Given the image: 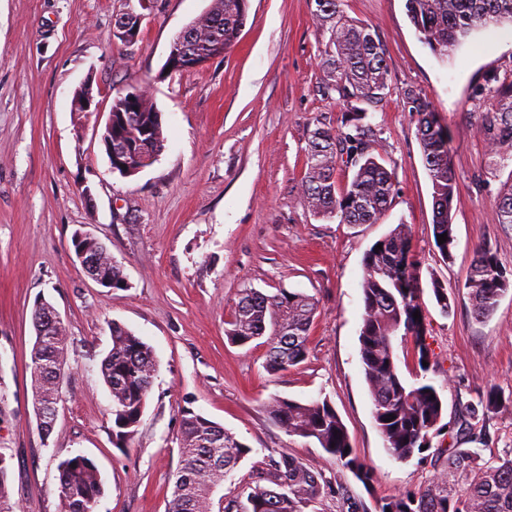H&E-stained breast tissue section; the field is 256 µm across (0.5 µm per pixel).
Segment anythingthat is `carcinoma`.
Listing matches in <instances>:
<instances>
[{"label": "carcinoma", "instance_id": "cac0c4a2", "mask_svg": "<svg viewBox=\"0 0 512 512\" xmlns=\"http://www.w3.org/2000/svg\"><path fill=\"white\" fill-rule=\"evenodd\" d=\"M314 17L320 35V63L345 110L347 130L318 126L306 147V172L301 182L303 206L313 214L341 224H377L396 194L394 176L373 156L362 124L363 103L382 101L388 89V68L381 40L369 25L357 24L344 15L342 0H315ZM407 15L423 42L440 57L448 56L474 30L489 25L512 24V0H405ZM249 8V0H212L210 8L176 36L178 51L198 62L226 53L235 43ZM116 29L123 35L139 34L138 15H122ZM489 97L480 131L485 136L491 161L512 162V78L488 79ZM416 135L433 190V235L447 234L436 244L445 260L455 245L453 201L457 178L451 162L448 131L435 112L420 98H411ZM162 113L141 88L112 102L113 159L126 166L124 176L147 167L146 160L165 149ZM355 171L340 187L336 171L341 160ZM497 222L512 228V186L496 201ZM382 250L370 247L364 257L361 283L364 313L359 332L360 357L369 385L373 417L385 447L398 460H407L431 448V440L448 424L439 388L429 382L411 384L398 367L395 341L412 345L417 359L430 361L425 318L414 319L421 309L423 289L411 253V227L397 225L380 239ZM477 320L488 318L500 297L512 288V280L491 248L480 249L464 283ZM431 290L445 315L451 304L436 279ZM317 309L315 299L303 293L281 290L268 295L247 289L239 297L224 329L227 339L239 346L267 338L268 370L288 371L307 355V343ZM35 342L31 350L34 404L60 399L66 363V329L57 328L39 315L32 317ZM112 347L102 359L100 373L112 399V441L126 448L140 425L156 372L151 347L133 331L114 322ZM501 395L489 389L478 402L465 406L455 439L467 442L491 440L489 423L498 413ZM268 419L292 436L315 442L368 488L371 470L360 461L348 430L327 399L308 402L274 398L265 407ZM179 465L174 474L166 512H212L214 490L227 474L252 452L235 435L200 413H182ZM61 512H94L104 495L102 476L89 458L72 456L58 465ZM340 481L313 472L297 457L269 455L256 474L246 501L224 499V512H317L314 506L326 496L342 495ZM0 512H17L9 484V468L0 465ZM381 512H512V456L482 457L478 448L456 445L438 453L433 476L419 492L392 497Z\"/></svg>", "mask_w": 512, "mask_h": 512}]
</instances>
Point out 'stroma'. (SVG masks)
<instances>
[{
  "mask_svg": "<svg viewBox=\"0 0 512 512\" xmlns=\"http://www.w3.org/2000/svg\"><path fill=\"white\" fill-rule=\"evenodd\" d=\"M212 0H0V454L22 512H59L58 464L92 459L105 481L95 512H166L179 463L181 414H203L251 449L214 493L251 484L271 450L341 477L348 498L319 512H347L348 499L378 512L384 499L424 488L429 459L397 461L372 415L360 353L363 259L399 224L411 225L420 262L431 368L402 356L407 380L440 388L448 421L486 386L505 398L484 457L512 452V290L495 312L470 314L464 282L475 252L490 247L512 273V229L495 200L512 166L490 162L480 131L489 75L512 74V24L472 32L446 58L424 44L405 0H344L346 14L372 26L389 69L385 99L369 105L373 154L397 192L380 223L341 224L300 201L305 147L317 124L340 126L337 92L320 66L314 0H249L229 50L203 67L166 75L170 44ZM141 16L133 43L114 36L127 12ZM91 84L89 111L73 95ZM147 90L163 114L166 148L132 177L113 171L101 132L113 99ZM420 97L450 137L458 181L452 262L432 233V185L410 110ZM93 233L128 285L104 288L74 257L75 231ZM448 290L443 315L432 280ZM310 295L317 311L307 356L287 372L267 368L268 347L225 336L243 290ZM50 302L66 328L62 399L49 436L37 427L30 351L32 310ZM121 323L151 346L157 371L138 432L112 443V401L100 374ZM275 397L329 399L355 454L374 475L364 486L315 443L271 423Z\"/></svg>",
  "mask_w": 512,
  "mask_h": 512,
  "instance_id": "stroma-1",
  "label": "stroma"
}]
</instances>
